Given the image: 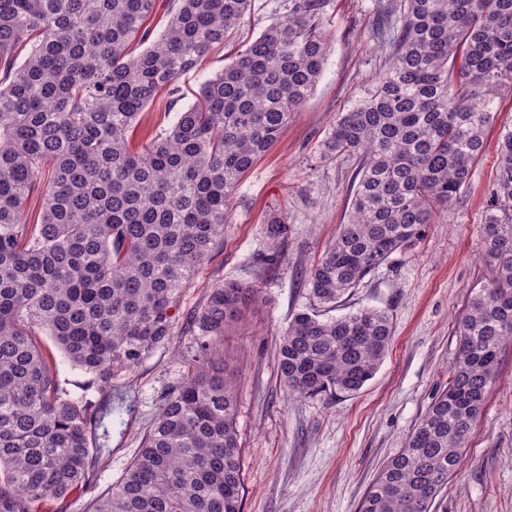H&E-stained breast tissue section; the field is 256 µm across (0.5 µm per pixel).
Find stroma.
I'll list each match as a JSON object with an SVG mask.
<instances>
[{
	"mask_svg": "<svg viewBox=\"0 0 512 512\" xmlns=\"http://www.w3.org/2000/svg\"><path fill=\"white\" fill-rule=\"evenodd\" d=\"M389 2L325 0L330 50L319 82L276 145L240 182L224 238L183 293L172 336L133 372L113 378L111 388L92 391V400L112 409L94 432L106 437L110 453L96 467L93 492L73 495L68 512H89L94 494L123 475L164 399L187 373L197 348L190 316L222 281L255 288L262 298L214 355L236 384L243 512H358L383 464L447 386L459 347L456 320L486 275L480 238L497 140L503 128L512 127L509 87L496 100L488 149L475 162L459 204L439 212L420 242L394 253L335 309L339 316L363 306L391 313L392 345L374 378L357 395L311 399L288 393L276 375L280 338L293 315L309 304L305 274L349 219V188L359 160L330 153L325 143L336 120L367 95L384 70L387 52L373 40L372 29ZM287 13L288 0H255L224 47L180 77L185 94L197 92L205 78ZM178 113L167 94H158L130 134L131 149L140 151ZM275 219L287 224V236L270 235ZM436 508L512 512V344Z\"/></svg>",
	"mask_w": 512,
	"mask_h": 512,
	"instance_id": "1",
	"label": "stroma"
}]
</instances>
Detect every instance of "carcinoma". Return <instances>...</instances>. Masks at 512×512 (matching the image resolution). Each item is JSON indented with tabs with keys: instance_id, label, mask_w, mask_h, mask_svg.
<instances>
[{
	"instance_id": "obj_1",
	"label": "carcinoma",
	"mask_w": 512,
	"mask_h": 512,
	"mask_svg": "<svg viewBox=\"0 0 512 512\" xmlns=\"http://www.w3.org/2000/svg\"><path fill=\"white\" fill-rule=\"evenodd\" d=\"M324 0H291L176 122L139 152L127 134L157 93L182 99L194 70L254 0H0V512H67L105 449L90 446L95 405L62 387L36 339L51 336L97 385L134 370L172 336L174 310L219 239L236 186L310 97L330 39ZM380 34L388 68L341 115L328 149L359 158L347 223L306 274L314 306L278 347V374L301 397L354 395L375 376L393 318L321 308L413 247L468 185L487 149L495 98L512 87V0H400ZM147 44L134 56V42ZM28 48L23 62L16 50ZM481 236L485 284L458 317L459 350L435 395L364 495L359 512H433L483 413L512 343V129ZM39 195L36 223L25 202ZM258 300L211 288L192 319L197 350L141 447L90 512H243L236 387L212 362Z\"/></svg>"
}]
</instances>
